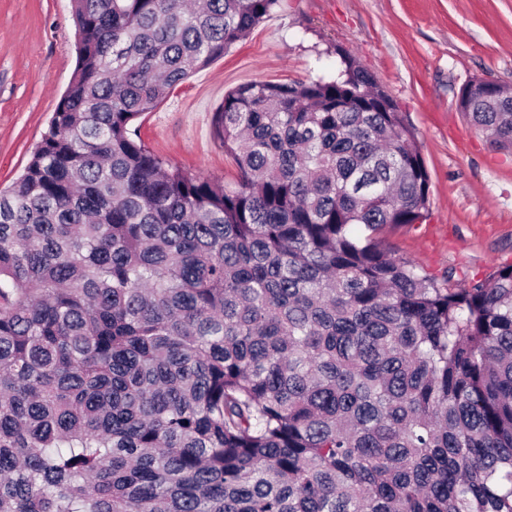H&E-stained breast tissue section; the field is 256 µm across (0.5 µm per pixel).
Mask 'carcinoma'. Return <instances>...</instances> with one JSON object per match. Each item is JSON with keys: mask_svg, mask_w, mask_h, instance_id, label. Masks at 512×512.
Segmentation results:
<instances>
[{"mask_svg": "<svg viewBox=\"0 0 512 512\" xmlns=\"http://www.w3.org/2000/svg\"><path fill=\"white\" fill-rule=\"evenodd\" d=\"M279 0H72L69 84L0 189V512H512V265L378 245L430 217L356 61L224 95L233 183L135 121ZM459 100L512 152V93Z\"/></svg>", "mask_w": 512, "mask_h": 512, "instance_id": "obj_1", "label": "carcinoma"}]
</instances>
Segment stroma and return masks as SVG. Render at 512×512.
<instances>
[{
	"instance_id": "obj_1",
	"label": "stroma",
	"mask_w": 512,
	"mask_h": 512,
	"mask_svg": "<svg viewBox=\"0 0 512 512\" xmlns=\"http://www.w3.org/2000/svg\"><path fill=\"white\" fill-rule=\"evenodd\" d=\"M374 73L414 128L431 215L379 245L454 283L512 264V154L460 112L475 79L512 85V0H279L245 41L172 88L137 120L155 153L232 183L214 136L229 90L336 77L343 55ZM76 65L70 0H0V188L22 173Z\"/></svg>"
}]
</instances>
